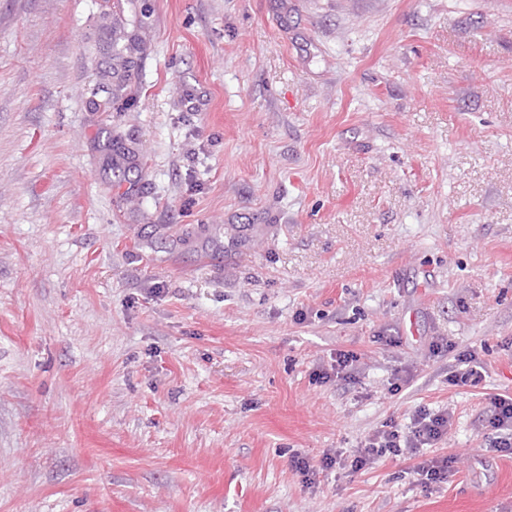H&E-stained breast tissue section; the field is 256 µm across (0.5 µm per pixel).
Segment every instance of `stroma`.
Listing matches in <instances>:
<instances>
[{"instance_id": "obj_1", "label": "stroma", "mask_w": 512, "mask_h": 512, "mask_svg": "<svg viewBox=\"0 0 512 512\" xmlns=\"http://www.w3.org/2000/svg\"><path fill=\"white\" fill-rule=\"evenodd\" d=\"M490 393L512 0H0V512H512ZM332 362L330 369H324L315 373L317 380L329 381L332 377L336 380H351L353 378L354 364L358 361V357L352 351L336 350L332 354ZM457 366L448 376L451 385H469L476 387L485 378L484 370L477 361V354L474 350L460 351L456 356ZM448 413L431 414L425 408L415 411L411 421L410 431L402 435L394 426L371 437L363 446L358 448L350 467L359 470L380 457H400L413 454L418 448H432L443 440L448 433ZM452 463V458L448 456L434 458L420 465L416 474L422 477V483L426 485L448 482V477L453 474Z\"/></svg>"}]
</instances>
